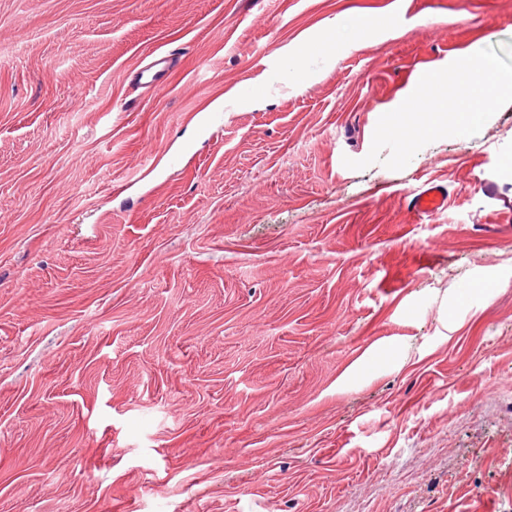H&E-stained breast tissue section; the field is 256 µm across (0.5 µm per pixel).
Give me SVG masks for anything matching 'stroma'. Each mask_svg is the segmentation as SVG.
<instances>
[{
	"instance_id": "35a3bbf8",
	"label": "stroma",
	"mask_w": 512,
	"mask_h": 512,
	"mask_svg": "<svg viewBox=\"0 0 512 512\" xmlns=\"http://www.w3.org/2000/svg\"><path fill=\"white\" fill-rule=\"evenodd\" d=\"M465 53L512 0H0V512H512V95L386 132ZM409 205L416 215H429L445 210L448 197L439 185L428 183L412 197Z\"/></svg>"
}]
</instances>
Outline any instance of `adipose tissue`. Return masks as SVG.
Segmentation results:
<instances>
[{
    "label": "adipose tissue",
    "instance_id": "ef3b65f1",
    "mask_svg": "<svg viewBox=\"0 0 512 512\" xmlns=\"http://www.w3.org/2000/svg\"><path fill=\"white\" fill-rule=\"evenodd\" d=\"M432 90L425 98L428 107L443 97L449 82H456L461 101L448 118V133L460 136L469 128L481 124L486 115L499 104L504 83L498 61L490 56H466L460 61V70L454 76L431 73L426 77Z\"/></svg>",
    "mask_w": 512,
    "mask_h": 512
}]
</instances>
